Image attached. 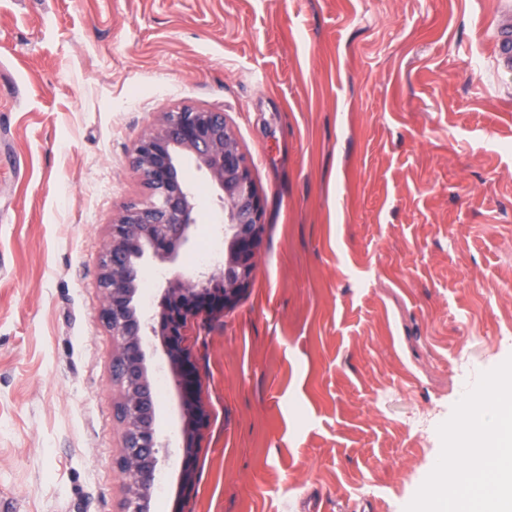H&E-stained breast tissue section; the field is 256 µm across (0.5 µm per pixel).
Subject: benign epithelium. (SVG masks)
Returning a JSON list of instances; mask_svg holds the SVG:
<instances>
[{
	"mask_svg": "<svg viewBox=\"0 0 512 512\" xmlns=\"http://www.w3.org/2000/svg\"><path fill=\"white\" fill-rule=\"evenodd\" d=\"M187 161L206 173L224 203L226 245L221 267L168 280L152 316L178 395L183 424L179 487L185 496L195 489L191 461L209 425L188 336L194 324L233 308L255 279L263 198L224 113L189 104L160 113L129 154V166L147 188L148 198L125 206L101 256L102 319L112 333L113 359L122 361L116 380L123 429L117 466L128 481L120 512H150L160 464L156 397L144 340L147 317L138 306V294L147 257L174 262L190 243L196 198L182 176Z\"/></svg>",
	"mask_w": 512,
	"mask_h": 512,
	"instance_id": "benign-epithelium-1",
	"label": "benign epithelium"
}]
</instances>
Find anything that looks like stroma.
<instances>
[{
	"instance_id": "1",
	"label": "stroma",
	"mask_w": 512,
	"mask_h": 512,
	"mask_svg": "<svg viewBox=\"0 0 512 512\" xmlns=\"http://www.w3.org/2000/svg\"><path fill=\"white\" fill-rule=\"evenodd\" d=\"M512 0H0V489L14 512H120L101 319L128 165L158 113L225 114L264 199L256 278L192 326L196 491L160 401L152 512H404L456 373L512 356ZM199 221L224 237L194 166ZM145 261V313L191 274Z\"/></svg>"
}]
</instances>
